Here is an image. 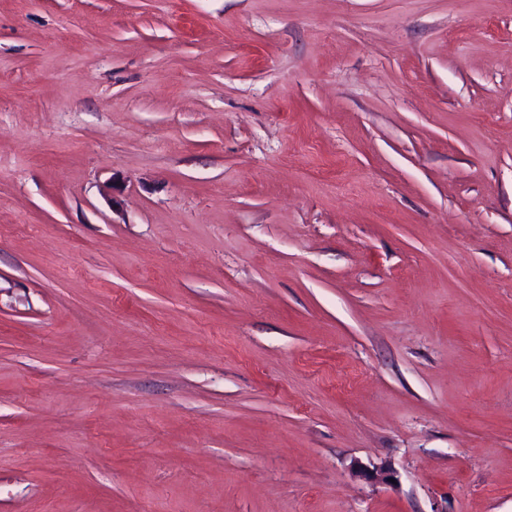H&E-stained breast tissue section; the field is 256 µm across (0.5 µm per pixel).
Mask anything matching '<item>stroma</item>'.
Segmentation results:
<instances>
[{
    "label": "stroma",
    "mask_w": 512,
    "mask_h": 512,
    "mask_svg": "<svg viewBox=\"0 0 512 512\" xmlns=\"http://www.w3.org/2000/svg\"><path fill=\"white\" fill-rule=\"evenodd\" d=\"M0 512H512V0H0Z\"/></svg>",
    "instance_id": "1"
}]
</instances>
